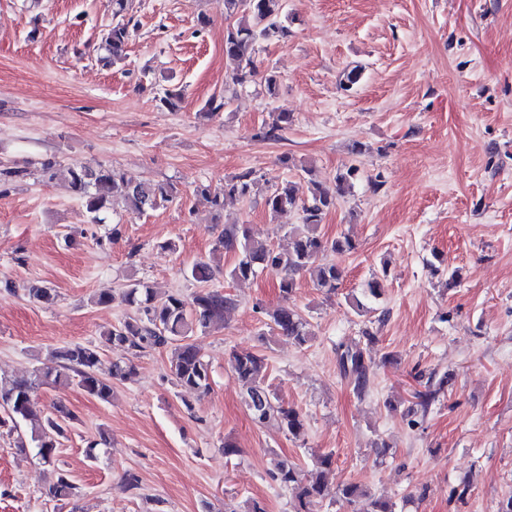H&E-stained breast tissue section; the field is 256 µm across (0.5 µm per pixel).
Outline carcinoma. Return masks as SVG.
I'll list each match as a JSON object with an SVG mask.
<instances>
[{
	"label": "carcinoma",
	"instance_id": "obj_1",
	"mask_svg": "<svg viewBox=\"0 0 512 512\" xmlns=\"http://www.w3.org/2000/svg\"><path fill=\"white\" fill-rule=\"evenodd\" d=\"M224 8L226 15L235 19L226 29L224 57L232 67L231 78L241 81L246 75L256 73L253 52L258 42L288 37L286 0H225ZM127 10L128 0H112L113 22L99 44L102 51L99 61L106 66L125 56L130 25ZM292 121L290 114L278 112L259 136L275 139L288 129ZM303 172L309 177L307 198H298L295 185L290 180L274 182L265 195V206L273 215L294 208L302 212V223L288 232L287 248L277 249L254 237L246 224L224 227V235L215 243L214 251L233 255L234 264L228 272L231 279L248 280L260 272L271 271L278 276L279 291L286 299L295 292L296 275L301 272L309 273L316 287L328 294L340 288L343 270L334 262L324 261L323 255L327 252L342 255L354 249V242L348 236L329 241L321 235L319 228L326 214L336 207V195L353 186L360 168L350 163L337 172L334 195L314 178L312 168L305 166ZM68 183L94 224L105 223L106 214L118 207L129 214L140 215L181 197L180 189L174 184L132 181L119 170L103 166L71 168L68 170ZM259 184L260 180L247 170L225 179L220 187L199 185L195 194L213 208L222 210L227 200L246 198L257 192ZM188 273L202 285L190 299L177 293L159 297L150 286L134 281L118 298L103 293L93 296L91 302L109 306L118 299L132 308L123 321L101 333L106 345L121 347L133 355L169 348L170 370L176 384L204 394L210 387L208 365L191 342V337L198 329L203 331L223 322L224 314L236 307V300L230 294L209 288L208 283L215 277L210 261H195ZM268 326L300 346L314 336L309 321L289 306H282L269 314ZM56 357L62 360V365L55 372L36 370L29 378L0 379V408H4V412H0V428L6 427L10 432L27 428L36 455L49 466L57 463L60 439L78 418L61 402L47 414L38 413L33 402L36 390L43 385L67 388L75 384L88 395L107 402L112 396V382L127 380L135 371L132 362L115 361L110 378L101 377L100 347L92 344L62 347L56 351ZM336 357L340 373L353 382L356 392H364L369 384L371 364L360 345L341 342L336 347ZM266 369L267 363L262 354L244 351L232 356V371L241 384L244 403L254 422L264 425L274 421L293 439L299 440L306 434V421L297 409L279 402L271 386L265 382L263 372ZM332 463L333 454L324 453L317 457L315 468L306 471L290 458L277 454L272 459L268 475L279 486L295 491L298 512H311L309 505L323 496L324 474ZM49 493L58 501L70 500L78 495L77 485L67 471L60 470ZM336 496L357 506V512H394L392 503L375 497L357 483L343 485L336 491Z\"/></svg>",
	"mask_w": 512,
	"mask_h": 512
}]
</instances>
